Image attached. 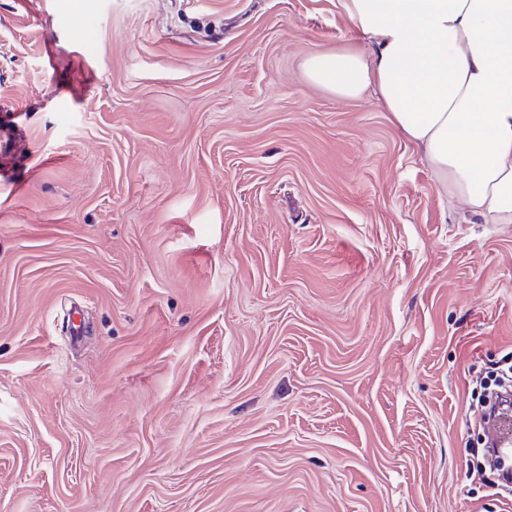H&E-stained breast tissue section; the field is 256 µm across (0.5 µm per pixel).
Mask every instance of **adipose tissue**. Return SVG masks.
Instances as JSON below:
<instances>
[{
    "label": "adipose tissue",
    "instance_id": "obj_1",
    "mask_svg": "<svg viewBox=\"0 0 512 512\" xmlns=\"http://www.w3.org/2000/svg\"><path fill=\"white\" fill-rule=\"evenodd\" d=\"M374 51L315 52L309 81L373 92L440 189L512 224V0H339Z\"/></svg>",
    "mask_w": 512,
    "mask_h": 512
}]
</instances>
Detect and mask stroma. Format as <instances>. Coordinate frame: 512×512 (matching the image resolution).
I'll return each mask as SVG.
<instances>
[{
  "label": "stroma",
  "mask_w": 512,
  "mask_h": 512,
  "mask_svg": "<svg viewBox=\"0 0 512 512\" xmlns=\"http://www.w3.org/2000/svg\"><path fill=\"white\" fill-rule=\"evenodd\" d=\"M348 48L338 0H0V512H512V224L309 82ZM484 431L490 447L498 455L512 454V406L510 396H506L500 412L494 413V418L483 422Z\"/></svg>",
  "instance_id": "stroma-1"
}]
</instances>
